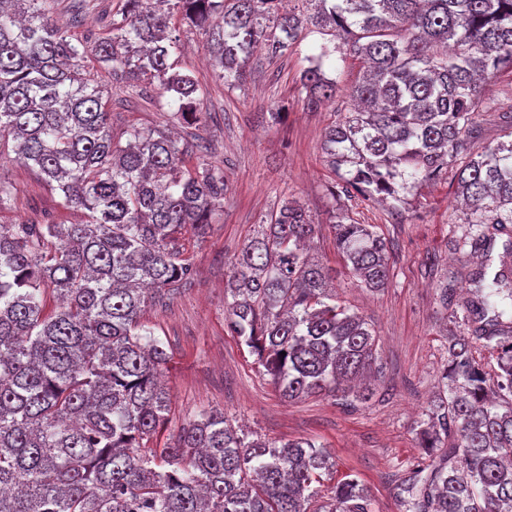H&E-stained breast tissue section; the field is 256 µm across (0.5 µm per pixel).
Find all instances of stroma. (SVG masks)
Segmentation results:
<instances>
[{
    "instance_id": "obj_1",
    "label": "stroma",
    "mask_w": 512,
    "mask_h": 512,
    "mask_svg": "<svg viewBox=\"0 0 512 512\" xmlns=\"http://www.w3.org/2000/svg\"><path fill=\"white\" fill-rule=\"evenodd\" d=\"M180 39L176 69L204 92L203 123L197 129L187 125L171 99L158 97L151 80L129 87L113 82L95 60L86 62L104 92L114 136L133 128L177 131L182 141L193 144V161L223 168L228 185L211 234L184 240L193 280L143 315L171 355L165 371L169 421L153 444L163 446L170 433L200 412L218 411L252 440L305 439L324 445L338 475H356L366 488L371 512H406L396 497L399 479L431 469L417 432L449 367L444 333L466 331L471 278L481 263L512 273V263L502 262L512 224L496 232L488 224L468 223L456 205L451 178L413 189L397 207L355 196L345 203L350 218L375 225L391 248L387 287L377 292L362 288L338 254L328 226L339 177L323 151L326 127L347 108L344 89L362 75L359 62L335 53L325 70L340 92L335 100L310 107L302 100L299 77L308 56L328 41L318 30H309L287 57L272 61L254 54L250 77L232 85L211 66L204 35L184 26ZM490 94L497 109L476 114L475 152L496 144L504 133L498 115L512 111V71L498 75ZM272 112L281 113L278 123H269ZM0 179L14 189L12 206L0 210V225L74 224L84 218L82 212L61 207L58 191L16 161L7 140L0 141ZM286 198L299 201L322 224L311 244L313 256L328 268L338 300L377 333L383 378L366 404L348 406L331 396L284 401L224 321L231 260ZM485 235L493 238L487 255L474 247Z\"/></svg>"
}]
</instances>
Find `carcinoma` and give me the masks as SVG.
<instances>
[{
    "instance_id": "cac0c4a2",
    "label": "carcinoma",
    "mask_w": 512,
    "mask_h": 512,
    "mask_svg": "<svg viewBox=\"0 0 512 512\" xmlns=\"http://www.w3.org/2000/svg\"><path fill=\"white\" fill-rule=\"evenodd\" d=\"M46 0H0V139L15 159L59 192L84 224L0 226V512H310L328 455L307 440H246L210 411L176 439L151 448L167 420L158 376L169 354L141 322L148 302L191 282L180 236L205 237L224 208V172L188 166V147L160 130L115 142L103 91L85 72L91 57L131 84L156 82L201 113L198 84L169 61L180 36L172 18L208 36L213 67L242 82L262 47L288 55L303 31L327 30L300 76L314 105L336 96L325 60L339 51L365 64L354 107L325 133L341 193H400L448 173L473 224H512L510 140L468 152L478 112L493 109L489 82L512 69V0H121L103 32L61 30ZM337 251L361 287L387 284L389 250L371 224L333 215ZM321 225L284 200L244 244L227 275L225 321L289 400L331 394L365 403L349 382L378 362L376 332L329 293V272L305 250ZM474 279L478 338L504 333L512 282L484 292ZM59 300L45 312L47 295ZM500 395L451 335L448 396L430 405L420 447L426 477L400 483L408 512H512V342H496ZM317 512H370L347 474Z\"/></svg>"
}]
</instances>
